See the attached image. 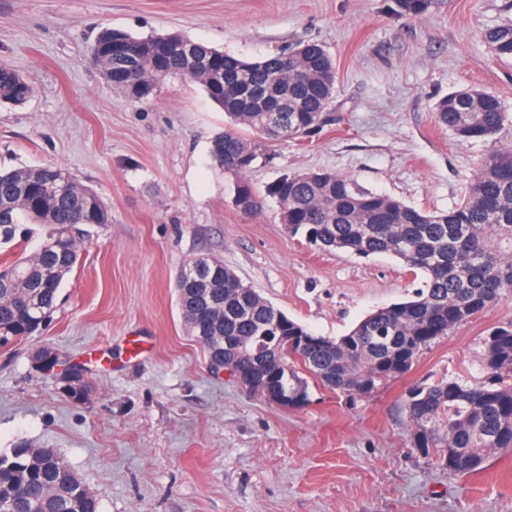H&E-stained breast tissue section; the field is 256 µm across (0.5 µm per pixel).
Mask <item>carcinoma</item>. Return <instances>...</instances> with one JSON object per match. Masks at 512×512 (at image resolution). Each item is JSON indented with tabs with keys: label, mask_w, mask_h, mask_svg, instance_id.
<instances>
[{
	"label": "carcinoma",
	"mask_w": 512,
	"mask_h": 512,
	"mask_svg": "<svg viewBox=\"0 0 512 512\" xmlns=\"http://www.w3.org/2000/svg\"><path fill=\"white\" fill-rule=\"evenodd\" d=\"M431 0H392L400 16L425 14ZM494 55L512 59V24L484 31ZM87 63L133 102L153 98L168 78L203 87L224 107L230 126L212 140L211 154L224 172L244 176L266 156V142L298 139L331 122L336 65L325 48L304 43L287 53L247 61L209 48L180 33L137 38L105 29L90 45ZM33 86L0 60V100L23 104ZM438 122L458 140L487 144L462 201L443 211L416 209L372 191L351 175L294 172L257 193L237 184L235 205L263 211L271 199L281 223L319 250L360 257L389 255L421 275L412 298L379 308L344 336L316 334L291 318L290 336H306L299 362L323 386L366 398L407 373L436 339L512 293V143L500 133L508 108L498 96L469 88L441 100ZM264 137L251 139L244 131ZM112 215L91 188L65 168L30 166L0 171V244L28 238V224L49 226L34 254L0 269V336L17 339L40 332L78 261L81 227L109 224ZM219 267L222 277L205 283L188 270ZM242 280L224 262L198 257L180 270L175 288L190 336L214 337L230 364L226 336L256 346L277 308L240 290ZM486 380L457 378L413 388L406 401L412 436H428V451L448 472L480 470L495 451L512 448V319L488 330L483 341ZM0 512H99L97 498L55 451L27 445L0 453Z\"/></svg>",
	"instance_id": "obj_1"
}]
</instances>
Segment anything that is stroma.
<instances>
[{
	"label": "stroma",
	"instance_id": "35a3bbf8",
	"mask_svg": "<svg viewBox=\"0 0 512 512\" xmlns=\"http://www.w3.org/2000/svg\"><path fill=\"white\" fill-rule=\"evenodd\" d=\"M391 0H0V59L34 87L0 101V168L55 164L112 213L89 226L57 307L36 335L0 346V451L52 448L101 512H512V449L457 476L413 446L412 387L484 381L482 340L512 318V295L418 355L361 399L309 381L306 406L268 403L214 371L185 330L175 278L222 260L260 296L322 336L413 295L400 260L322 251L288 233L275 203L234 204L238 178L212 161L228 123L197 84L167 80L134 103L86 62L105 27L180 31L247 59L303 41L336 64V122L276 141L246 179L256 192L295 171L357 176L430 211L453 208L485 152L436 119L448 94L478 88L512 104V59L482 38L512 23V0H432L401 17ZM45 348L86 364L90 392L62 395L36 361Z\"/></svg>",
	"mask_w": 512,
	"mask_h": 512
}]
</instances>
